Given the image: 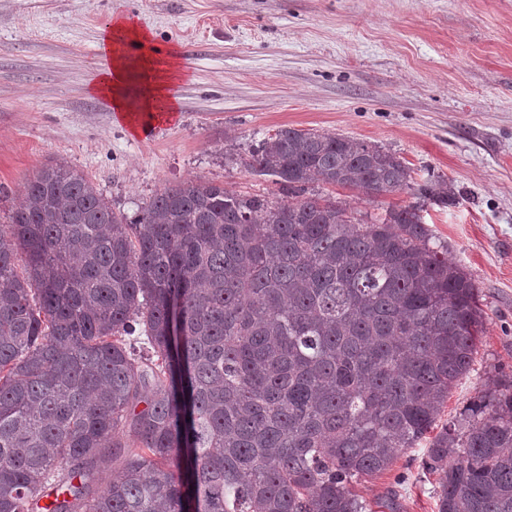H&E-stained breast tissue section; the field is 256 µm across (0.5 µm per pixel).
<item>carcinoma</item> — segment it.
<instances>
[{
  "label": "carcinoma",
  "instance_id": "obj_1",
  "mask_svg": "<svg viewBox=\"0 0 512 512\" xmlns=\"http://www.w3.org/2000/svg\"><path fill=\"white\" fill-rule=\"evenodd\" d=\"M248 167L284 198L189 180L131 219L63 161L28 179L0 224V512H365L353 482L434 429L485 321L422 220L448 180L364 220L314 184L413 189L388 150L281 129ZM423 466L438 512H512V381Z\"/></svg>",
  "mask_w": 512,
  "mask_h": 512
}]
</instances>
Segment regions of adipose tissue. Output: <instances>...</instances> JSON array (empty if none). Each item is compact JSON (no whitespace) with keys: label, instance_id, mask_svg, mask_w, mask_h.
Instances as JSON below:
<instances>
[{"label":"adipose tissue","instance_id":"1","mask_svg":"<svg viewBox=\"0 0 512 512\" xmlns=\"http://www.w3.org/2000/svg\"><path fill=\"white\" fill-rule=\"evenodd\" d=\"M148 32L128 17L114 16L101 38L103 64L91 88L92 94L104 101L112 112L138 126L139 113L171 114L175 105L167 95L171 81L179 75L174 59H158L146 54L139 59L128 58L125 44L145 45Z\"/></svg>","mask_w":512,"mask_h":512}]
</instances>
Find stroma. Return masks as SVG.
<instances>
[{"mask_svg":"<svg viewBox=\"0 0 512 512\" xmlns=\"http://www.w3.org/2000/svg\"><path fill=\"white\" fill-rule=\"evenodd\" d=\"M116 15L180 70L174 116L145 136L90 92ZM283 128L381 146L417 184L447 179L455 203L423 222L477 284L485 324L441 423L512 379V0H0V224L52 160L130 215L198 178L277 194L247 162ZM332 194L374 215L415 200ZM427 446L354 484L367 512H438Z\"/></svg>","mask_w":512,"mask_h":512,"instance_id":"1","label":"stroma"}]
</instances>
